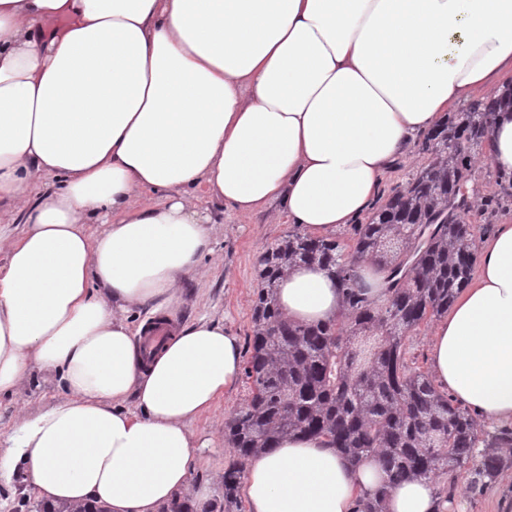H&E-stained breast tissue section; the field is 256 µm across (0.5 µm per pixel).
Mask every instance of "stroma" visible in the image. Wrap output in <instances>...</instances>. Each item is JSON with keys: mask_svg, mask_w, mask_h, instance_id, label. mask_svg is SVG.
Returning a JSON list of instances; mask_svg holds the SVG:
<instances>
[{"mask_svg": "<svg viewBox=\"0 0 512 512\" xmlns=\"http://www.w3.org/2000/svg\"><path fill=\"white\" fill-rule=\"evenodd\" d=\"M430 159V154L422 149L421 138H414L408 155L391 165L373 199L374 205L384 203ZM196 203L214 224L215 253L203 258L201 275L183 284L177 302L167 309L166 314L176 326L200 320L222 323L227 331L238 337L242 351H249L253 307L259 288L258 258L267 246L291 232L292 226L275 205L263 213L242 217L222 201L202 192L197 193ZM248 395L249 388L244 379H237L215 409L190 425L197 444V465L192 483L207 491L209 502L224 498V469L234 457L224 435L225 423ZM65 396L54 376L38 370L31 372L16 394L1 396L0 453H6L8 439L24 413L46 408ZM450 481L453 496L447 512H501L503 502H512L510 466L503 470L493 487L479 496L470 493L466 474H451Z\"/></svg>", "mask_w": 512, "mask_h": 512, "instance_id": "stroma-1", "label": "stroma"}]
</instances>
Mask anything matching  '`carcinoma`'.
Segmentation results:
<instances>
[{
  "mask_svg": "<svg viewBox=\"0 0 512 512\" xmlns=\"http://www.w3.org/2000/svg\"><path fill=\"white\" fill-rule=\"evenodd\" d=\"M512 94L478 100L426 134L432 160L373 212L351 227L352 252L336 239L288 233L259 258L261 287L244 375L248 400L224 429L234 460L224 468V504L202 512H234L245 462L288 435L323 436L351 462L376 457L391 482L438 483L464 472L472 494L496 483L512 449V428L481 430L470 412L408 366L409 334L448 313L471 280L475 242L466 222L465 193L472 151L481 148L495 111ZM384 273V300L366 295L357 266ZM299 264H318L337 280L343 320L294 324L276 300L279 279ZM388 488L357 503L354 512H386Z\"/></svg>",
  "mask_w": 512,
  "mask_h": 512,
  "instance_id": "1",
  "label": "carcinoma"
}]
</instances>
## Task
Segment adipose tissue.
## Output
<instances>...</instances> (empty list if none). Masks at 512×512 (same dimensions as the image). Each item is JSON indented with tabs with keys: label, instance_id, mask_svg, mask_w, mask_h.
<instances>
[{
	"label": "adipose tissue",
	"instance_id": "obj_1",
	"mask_svg": "<svg viewBox=\"0 0 512 512\" xmlns=\"http://www.w3.org/2000/svg\"><path fill=\"white\" fill-rule=\"evenodd\" d=\"M511 78L512 0H0V210L24 223L0 236V396L35 369L67 392L24 418L0 466L50 507L203 505L188 425L240 376L239 340L198 321L149 350L125 318L172 306L210 254L195 191L241 216L280 202L329 237L366 213L417 133ZM486 157L512 174V109ZM48 178L60 187L38 191ZM146 191L164 202L143 204ZM480 251L432 332L431 370L511 428L512 222ZM277 300L296 323L343 314L316 265L289 271ZM384 479L291 435L249 460L242 495L248 512H353ZM442 507L411 480L387 512Z\"/></svg>",
	"mask_w": 512,
	"mask_h": 512
}]
</instances>
